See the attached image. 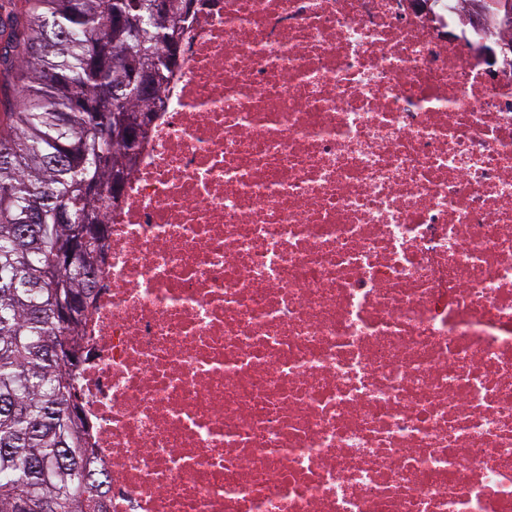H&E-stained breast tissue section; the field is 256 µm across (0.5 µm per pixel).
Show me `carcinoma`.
Masks as SVG:
<instances>
[{
  "label": "carcinoma",
  "mask_w": 512,
  "mask_h": 512,
  "mask_svg": "<svg viewBox=\"0 0 512 512\" xmlns=\"http://www.w3.org/2000/svg\"><path fill=\"white\" fill-rule=\"evenodd\" d=\"M155 0H21L0 6V72L21 89L0 128V512H109L73 366L107 258L142 117L179 48L185 12ZM135 23L112 25V13ZM148 80L144 95L138 79Z\"/></svg>",
  "instance_id": "obj_1"
}]
</instances>
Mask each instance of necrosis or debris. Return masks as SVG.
<instances>
[{
  "label": "necrosis or debris",
  "mask_w": 512,
  "mask_h": 512,
  "mask_svg": "<svg viewBox=\"0 0 512 512\" xmlns=\"http://www.w3.org/2000/svg\"><path fill=\"white\" fill-rule=\"evenodd\" d=\"M80 381L110 512H512V67L460 0H196Z\"/></svg>",
  "instance_id": "4bbe7bcc"
}]
</instances>
